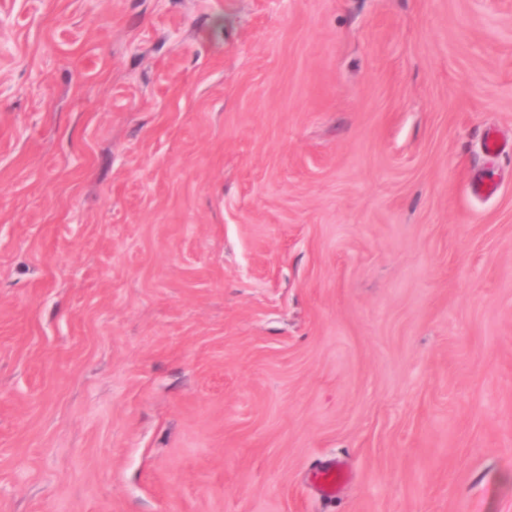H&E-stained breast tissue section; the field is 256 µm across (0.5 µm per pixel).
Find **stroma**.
<instances>
[{
  "label": "stroma",
  "mask_w": 512,
  "mask_h": 512,
  "mask_svg": "<svg viewBox=\"0 0 512 512\" xmlns=\"http://www.w3.org/2000/svg\"><path fill=\"white\" fill-rule=\"evenodd\" d=\"M0 512H512V0H0ZM317 478L322 494L326 497H332L338 486L346 480L347 473L342 468L333 465L319 471Z\"/></svg>",
  "instance_id": "obj_1"
}]
</instances>
